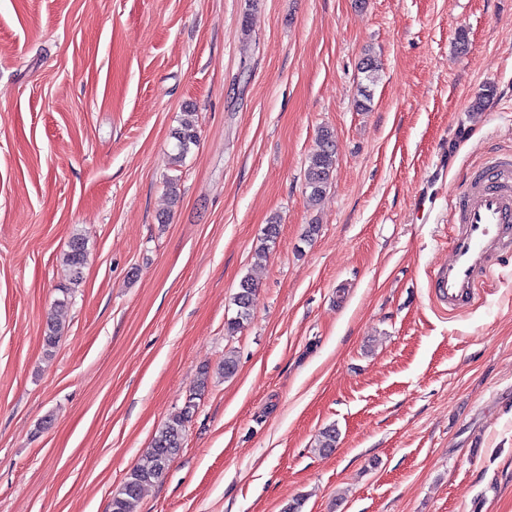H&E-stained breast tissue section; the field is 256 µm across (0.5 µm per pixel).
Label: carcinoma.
Returning a JSON list of instances; mask_svg holds the SVG:
<instances>
[{
	"label": "carcinoma",
	"mask_w": 512,
	"mask_h": 512,
	"mask_svg": "<svg viewBox=\"0 0 512 512\" xmlns=\"http://www.w3.org/2000/svg\"><path fill=\"white\" fill-rule=\"evenodd\" d=\"M174 153L171 163L179 165L189 153L191 146L198 143L199 134L193 113H186V118L176 129ZM336 167V151L333 132L325 128L319 134V148L308 159L304 172L305 186L309 190L308 201L313 204L321 199L326 188L331 184ZM280 224L274 220L266 225L257 254L267 256L270 248L276 243ZM88 240L82 234L72 237L69 249L62 256V265L67 273L68 283L78 286L83 281L84 268L88 258ZM256 292L255 284L249 277L241 279L238 291L234 296L236 315L227 322V331L231 334L242 329L252 315L253 299ZM62 335V325L57 317L47 321L43 336L44 348L52 353ZM196 404L189 398L184 406L171 414L164 424L156 431L152 446L142 461L125 477L121 487L112 495L109 512H133L134 504L140 498L145 486L160 480L166 473L170 463L179 454L184 439L186 423L192 417ZM338 433L336 428L328 427L320 432L317 439V450L328 454L336 448Z\"/></svg>",
	"instance_id": "obj_1"
}]
</instances>
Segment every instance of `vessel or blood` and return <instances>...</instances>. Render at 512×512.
Returning <instances> with one entry per match:
<instances>
[{"label":"vessel or blood","mask_w":512,"mask_h":512,"mask_svg":"<svg viewBox=\"0 0 512 512\" xmlns=\"http://www.w3.org/2000/svg\"><path fill=\"white\" fill-rule=\"evenodd\" d=\"M450 257L435 268L430 286L448 309L463 308L512 255V155L488 161L461 185L452 208Z\"/></svg>","instance_id":"vessel-or-blood-1"}]
</instances>
